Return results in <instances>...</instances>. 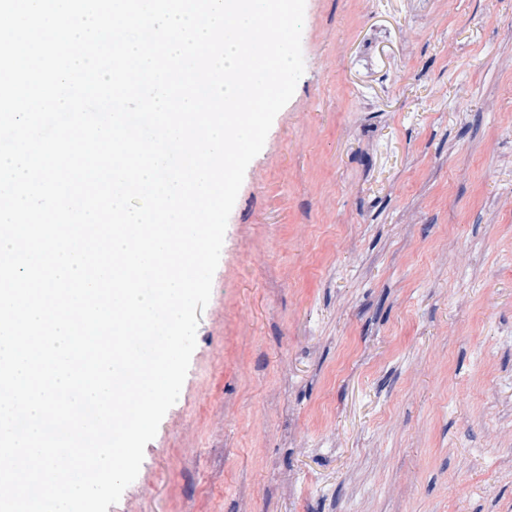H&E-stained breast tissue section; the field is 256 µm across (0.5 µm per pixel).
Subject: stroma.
<instances>
[{"label":"stroma","instance_id":"35a3bbf8","mask_svg":"<svg viewBox=\"0 0 512 512\" xmlns=\"http://www.w3.org/2000/svg\"><path fill=\"white\" fill-rule=\"evenodd\" d=\"M301 46L108 512H512V0H306Z\"/></svg>","mask_w":512,"mask_h":512}]
</instances>
